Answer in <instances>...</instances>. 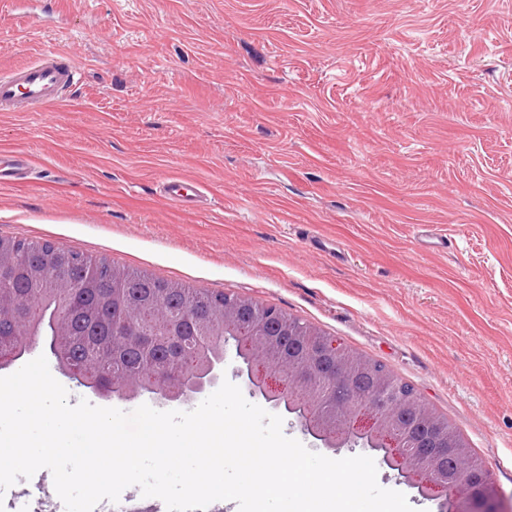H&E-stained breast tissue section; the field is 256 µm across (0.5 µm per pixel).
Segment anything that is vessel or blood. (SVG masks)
I'll list each match as a JSON object with an SVG mask.
<instances>
[{"instance_id":"b4317fda","label":"vessel or blood","mask_w":512,"mask_h":512,"mask_svg":"<svg viewBox=\"0 0 512 512\" xmlns=\"http://www.w3.org/2000/svg\"><path fill=\"white\" fill-rule=\"evenodd\" d=\"M80 77L69 54H45L22 68L0 75V112H35L58 103ZM29 168L30 160L25 153H1L0 183L25 178ZM164 197L175 204H186L200 201L202 192L193 181L172 177L164 183Z\"/></svg>"}]
</instances>
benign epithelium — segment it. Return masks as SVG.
<instances>
[{"label": "benign epithelium", "mask_w": 512, "mask_h": 512, "mask_svg": "<svg viewBox=\"0 0 512 512\" xmlns=\"http://www.w3.org/2000/svg\"><path fill=\"white\" fill-rule=\"evenodd\" d=\"M56 292L70 297L79 285L71 282L63 267L53 276ZM39 330L31 328L23 342L11 352L0 351V367L28 353L38 344ZM285 337L270 334L265 320H260L253 336L237 341L238 376L254 395H260L271 407L292 417L293 424L304 434L321 442L326 448L356 447L373 451L380 463L394 471L404 483L417 489L441 509L451 502L452 512H504L488 471L480 473V481L467 480L448 491L446 462L468 472L466 449L450 448L441 443L432 429L428 404L407 397L400 384L380 378L371 397L364 398L355 386L354 372L343 362L342 348L328 340L316 348H308L302 357L285 354ZM169 344L176 349L173 336H155L134 330L112 338V346L82 367L73 368L62 350L49 346L57 367L63 374L95 393L110 398H136L143 394L167 405L188 401L215 386L224 373L227 356L212 358L216 347L229 343V337L213 335L198 348L191 367L158 371L148 380H130L104 375L99 362L127 349L149 351Z\"/></svg>", "instance_id": "obj_1"}]
</instances>
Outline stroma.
<instances>
[{"mask_svg": "<svg viewBox=\"0 0 512 512\" xmlns=\"http://www.w3.org/2000/svg\"><path fill=\"white\" fill-rule=\"evenodd\" d=\"M0 236L312 324L445 416L512 507V0H0ZM188 178L203 208L162 200ZM65 512L49 470L1 498ZM80 77L69 54H44L0 76V112H36L58 103ZM30 160L23 152L0 154V183H12L27 176Z\"/></svg>", "mask_w": 512, "mask_h": 512, "instance_id": "35a3bbf8", "label": "stroma"}]
</instances>
